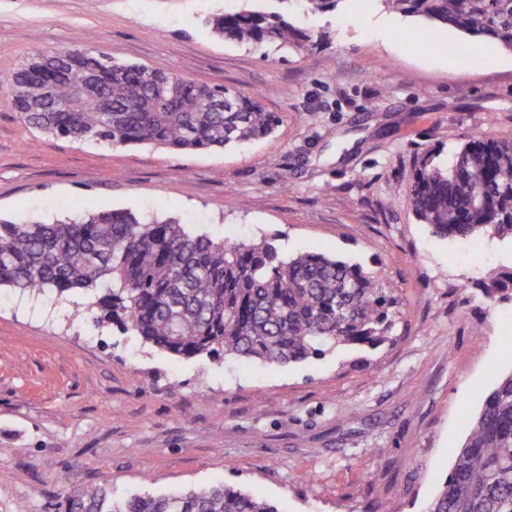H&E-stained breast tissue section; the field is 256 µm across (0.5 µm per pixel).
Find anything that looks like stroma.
Returning <instances> with one entry per match:
<instances>
[{"instance_id": "obj_1", "label": "stroma", "mask_w": 512, "mask_h": 512, "mask_svg": "<svg viewBox=\"0 0 512 512\" xmlns=\"http://www.w3.org/2000/svg\"><path fill=\"white\" fill-rule=\"evenodd\" d=\"M262 8L325 35L243 47L204 19ZM380 5L304 14L284 0H0V77L82 44L198 84L264 90L280 123L217 152L74 143L26 125L0 91V218L125 210L221 238L275 235L397 288L391 341L298 364L179 359L133 332L71 319L84 294L0 290V512H54L76 486L113 499L226 484L279 512H426L451 451L512 371V301L485 269L512 243L433 235L410 205L414 163L479 130L512 141V50ZM512 286V271L510 272H496L490 269L486 272L483 279L479 282V288L482 296L487 303H495L497 300L505 298L512 299V294L509 297H504V292L509 290ZM512 291V289H510Z\"/></svg>"}]
</instances>
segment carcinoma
Returning a JSON list of instances; mask_svg holds the SVG:
<instances>
[{
    "instance_id": "carcinoma-1",
    "label": "carcinoma",
    "mask_w": 512,
    "mask_h": 512,
    "mask_svg": "<svg viewBox=\"0 0 512 512\" xmlns=\"http://www.w3.org/2000/svg\"><path fill=\"white\" fill-rule=\"evenodd\" d=\"M406 16L452 26L512 50V0H378ZM211 32L243 45L314 46L324 34L263 9L217 13ZM76 63L95 93L75 112H43V57L27 65L30 127L58 138L108 145L150 143L174 150H223L270 136L279 122L262 91L243 94L197 84L178 73L119 64L89 48ZM411 200L417 220L443 238L476 245L512 240V142L478 131L447 158L415 162ZM512 271L486 272L487 303L504 299ZM31 296L81 291L94 300L73 316L112 324L184 359L233 357L291 363L346 345L377 346L396 321L395 289L370 270L320 251L286 257L277 238L213 239L174 218L104 211L47 224L0 219V288ZM59 512H278L265 498L222 485L160 497L111 499L87 486ZM428 512H512V372L486 395L455 450L452 471Z\"/></svg>"
}]
</instances>
